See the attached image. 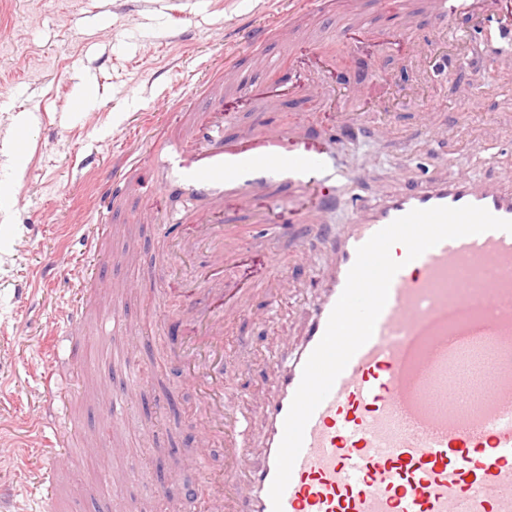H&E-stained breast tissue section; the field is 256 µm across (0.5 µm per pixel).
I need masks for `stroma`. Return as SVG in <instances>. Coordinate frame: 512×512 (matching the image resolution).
Masks as SVG:
<instances>
[{"instance_id":"1","label":"stroma","mask_w":512,"mask_h":512,"mask_svg":"<svg viewBox=\"0 0 512 512\" xmlns=\"http://www.w3.org/2000/svg\"><path fill=\"white\" fill-rule=\"evenodd\" d=\"M294 9L302 15L305 37L289 46L274 38L265 45L283 65L276 82H308L316 73L312 60L320 41L325 52L352 61V68L325 77L322 95L306 102L225 98L224 113L233 122L224 134L234 137L262 122L298 126L311 130L312 143L335 149L342 170L367 168L364 179L344 188L336 223L350 220L352 196L370 199L404 184L450 176L461 164L482 179L512 171V133L506 128L512 116V72L497 67L499 43L492 26L465 14L451 16L445 28L430 25L425 0H408L402 19L392 17L379 0H333L329 13L299 0ZM360 13L372 19L368 36L350 49L332 43L339 22L354 23ZM247 22L264 24V0H0V28L7 32L0 41V86L12 93L10 104L0 107V177L9 178L10 191L23 196L0 222V438L24 445L21 423L27 414L52 404L73 405L80 429L69 474L70 512H137L148 500L147 489L167 483L175 471L182 484L196 486L206 497L212 473L222 468L216 450L209 453L208 469L189 464L199 452L190 421L199 416L200 406L167 368L158 331L164 302L182 310V334L195 332V317L184 305L189 294L210 285V245L197 243L188 256L160 262V225L141 223L137 212L119 209L110 213L109 249L89 254L85 237L88 225L105 212L97 195L102 175L122 174L134 159L148 160L153 136L167 129L159 107L163 97L182 99L188 110L208 104L209 94L197 91L195 81L205 65L247 60L250 46L242 30ZM406 28L432 49V74L423 75L418 58L378 47L386 33ZM89 78L97 92L88 97L84 85ZM359 81L369 91L364 103L355 101L351 91ZM465 87L477 96L469 124L460 98ZM430 106L444 130L437 138L420 120ZM22 112L32 115V171L18 179L12 175L9 145ZM342 112L382 127V135H353L334 145ZM295 195L292 184L276 180L251 209L236 198L224 200L225 226L249 246L222 267L219 285L257 286L250 310L224 329L226 354L244 366L236 381L243 396L263 386L256 364L282 356L284 344L299 335L324 273L320 250H312L307 265L298 267L292 237L282 233L266 244L254 236L261 218L270 225L296 223V214L285 206ZM76 210L84 213L85 226L71 224ZM83 273L107 285L125 278L142 284L121 298L139 336L132 359L146 371L143 395L125 424L106 417L101 401L92 396L104 376L122 381L121 373H109L103 352L124 345V337L91 333L79 350L64 348L57 358L42 345L65 307L78 299ZM50 374L62 379L54 392L46 385ZM61 455L50 438H42L27 463L13 458L0 464V481L16 484L30 510L46 497L47 474ZM111 470L138 475L125 485L118 504L98 491L100 476Z\"/></svg>"}]
</instances>
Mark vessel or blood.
<instances>
[{"mask_svg": "<svg viewBox=\"0 0 512 512\" xmlns=\"http://www.w3.org/2000/svg\"><path fill=\"white\" fill-rule=\"evenodd\" d=\"M270 20L250 32L256 50L253 70L275 63L260 54L265 36H287L294 17L268 0ZM430 20L449 14L486 13L485 0H430ZM164 111L181 134L162 137L149 166L161 180H142L141 193L179 186L205 200V210L173 214L171 224H197L203 240L224 242L225 196L241 202L265 191L276 176L287 178L300 196L322 206L301 210L308 239L294 255L306 262L309 238H323L330 273L311 303L304 333L285 361L266 359V383L246 407H229L227 385L239 368L224 352V321L240 317L243 295L197 307L198 333H179V318L161 313L178 352L186 386L198 390L209 412L198 429L201 447L224 449V470L212 481L210 512H273L270 488L284 421L302 379L303 366L320 342L356 260L358 246L414 209L437 206L486 208L512 220V173L484 183L458 168L448 180L430 179L377 202L360 201L351 220L327 223L337 190L361 180L340 170L332 154L306 145L297 130H275L228 138L219 105L192 112L164 99ZM32 150L26 128L12 148L17 174H27ZM402 269L394 276L387 303L371 339L351 358L304 432L302 449L282 497V512H512V233L489 230L440 242L415 260L403 244L391 249ZM84 304L65 317L71 344L82 340ZM121 389L104 406L122 420L137 399L141 373L129 370ZM260 426V460L241 438L244 421ZM192 489L170 501L167 485L150 492L170 512H191Z\"/></svg>", "mask_w": 512, "mask_h": 512, "instance_id": "vessel-or-blood-1", "label": "vessel or blood"}]
</instances>
